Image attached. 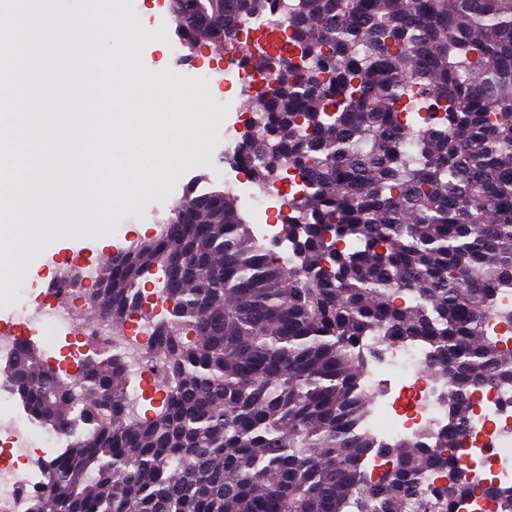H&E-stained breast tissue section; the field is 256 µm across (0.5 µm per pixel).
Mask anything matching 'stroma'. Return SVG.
Segmentation results:
<instances>
[{"label":"stroma","mask_w":512,"mask_h":512,"mask_svg":"<svg viewBox=\"0 0 512 512\" xmlns=\"http://www.w3.org/2000/svg\"><path fill=\"white\" fill-rule=\"evenodd\" d=\"M132 10L143 28L153 32L154 38L140 51V62L152 72L170 71L191 79H203L208 83L211 96L217 105L226 109L219 128V141L213 149L211 166L186 169L175 181L165 200L145 203L142 214L127 213L118 222L114 234L100 236L91 224L70 228L68 197L77 192L76 183H67L64 199L57 201L56 209L61 223L48 225L40 233L21 262L24 275L14 287L11 306L0 308V321L14 326L21 325L27 317L37 315L39 304L47 297V289L53 279L63 277L71 267L99 265V249L110 245L125 247L159 232L163 219L170 217L175 203L194 187H221L237 200V205L254 230L262 236H270V227L281 224L285 215L280 199L265 191L252 179H239L232 156L242 140V130L247 112L241 83L226 87L224 83V52L211 44L190 50L184 48L176 34L177 23L169 4H156L155 0H134ZM164 31V38H156V31ZM82 341L79 325L62 330L52 323H44L39 335L31 342L44 352L48 359L62 361Z\"/></svg>","instance_id":"1"}]
</instances>
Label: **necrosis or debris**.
I'll use <instances>...</instances> for the list:
<instances>
[{
  "label": "necrosis or debris",
  "instance_id": "obj_1",
  "mask_svg": "<svg viewBox=\"0 0 512 512\" xmlns=\"http://www.w3.org/2000/svg\"><path fill=\"white\" fill-rule=\"evenodd\" d=\"M427 355L425 345L401 343L370 358L363 389L372 401L361 428L389 443L445 427L448 390L426 371ZM469 425L471 437L465 455L488 457L496 468L498 483L512 486V385L483 390ZM9 433L21 446L22 464L0 468V512H27L30 500L43 490L39 476L45 458L41 449L28 447L25 426H11Z\"/></svg>",
  "mask_w": 512,
  "mask_h": 512
}]
</instances>
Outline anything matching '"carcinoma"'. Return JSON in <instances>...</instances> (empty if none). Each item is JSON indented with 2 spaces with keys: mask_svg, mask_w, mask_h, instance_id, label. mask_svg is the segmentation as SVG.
<instances>
[{
  "mask_svg": "<svg viewBox=\"0 0 512 512\" xmlns=\"http://www.w3.org/2000/svg\"><path fill=\"white\" fill-rule=\"evenodd\" d=\"M267 3L202 0L181 37L232 44ZM271 35L278 55L244 58L275 69L240 151L258 185L293 187L277 240L228 193L190 191L160 235L67 284L110 338L72 384L29 342L0 382L39 424L85 425L29 512H512V487L461 452L473 394L512 383V350L485 329H512V0H288ZM150 278L157 313L142 312ZM135 313L162 363L149 413L125 381ZM369 336L431 348L448 427L430 440L359 428ZM371 451L393 466L368 471Z\"/></svg>",
  "mask_w": 512,
  "mask_h": 512,
  "instance_id": "1",
  "label": "carcinoma"
}]
</instances>
